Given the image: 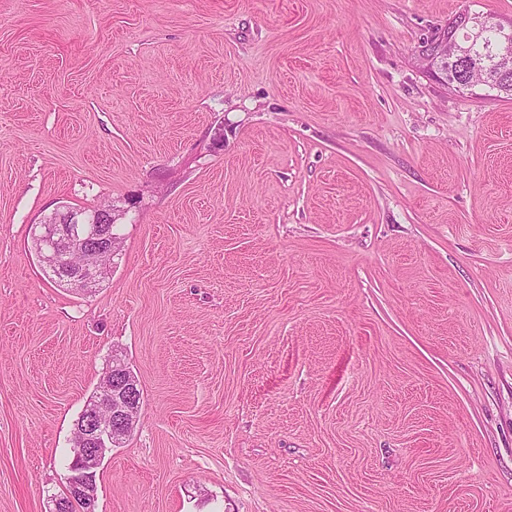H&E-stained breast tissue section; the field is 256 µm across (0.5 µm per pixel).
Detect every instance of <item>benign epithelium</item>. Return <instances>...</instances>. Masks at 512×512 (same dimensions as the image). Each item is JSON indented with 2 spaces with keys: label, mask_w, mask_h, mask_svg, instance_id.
I'll return each instance as SVG.
<instances>
[{
  "label": "benign epithelium",
  "mask_w": 512,
  "mask_h": 512,
  "mask_svg": "<svg viewBox=\"0 0 512 512\" xmlns=\"http://www.w3.org/2000/svg\"><path fill=\"white\" fill-rule=\"evenodd\" d=\"M468 23L476 38L486 29L482 18L469 14L459 17L421 53L420 65L428 67L434 58L450 56L472 69V45L456 37L458 27ZM115 220L111 205L90 213L81 209H58L38 225L39 254L57 269L60 277L89 290L95 279L112 270L111 257L118 242L107 225ZM141 407L138 380L120 356H112L108 374L80 413L66 494L52 498L54 508L49 512H72L78 507L83 508V512H93L97 470L106 453L124 443L131 434Z\"/></svg>",
  "instance_id": "obj_1"
}]
</instances>
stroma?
Listing matches in <instances>:
<instances>
[{
	"label": "stroma",
	"mask_w": 512,
	"mask_h": 512,
	"mask_svg": "<svg viewBox=\"0 0 512 512\" xmlns=\"http://www.w3.org/2000/svg\"><path fill=\"white\" fill-rule=\"evenodd\" d=\"M512 0H0V512H512V100L419 51ZM120 210L92 293L36 224ZM142 407L138 380L125 361L112 356V366L95 395L80 413L73 445V458L64 497H53L49 512H71L82 507L93 512L97 486L95 476L106 452L119 447L133 431Z\"/></svg>",
	"instance_id": "obj_1"
}]
</instances>
